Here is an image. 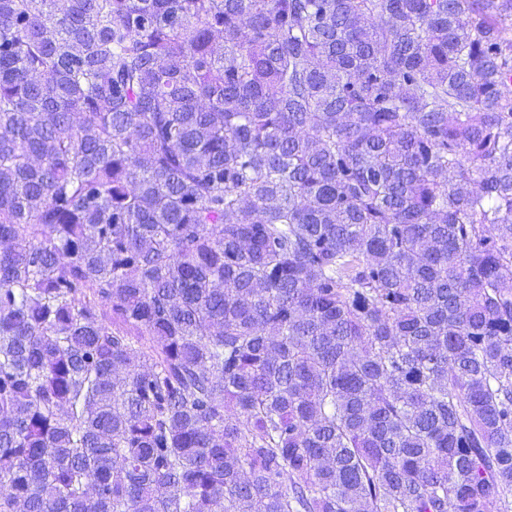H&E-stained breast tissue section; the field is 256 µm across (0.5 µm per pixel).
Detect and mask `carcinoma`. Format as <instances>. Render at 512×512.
<instances>
[{"label":"carcinoma","instance_id":"carcinoma-1","mask_svg":"<svg viewBox=\"0 0 512 512\" xmlns=\"http://www.w3.org/2000/svg\"><path fill=\"white\" fill-rule=\"evenodd\" d=\"M0 512L512 494V0H0Z\"/></svg>","mask_w":512,"mask_h":512}]
</instances>
